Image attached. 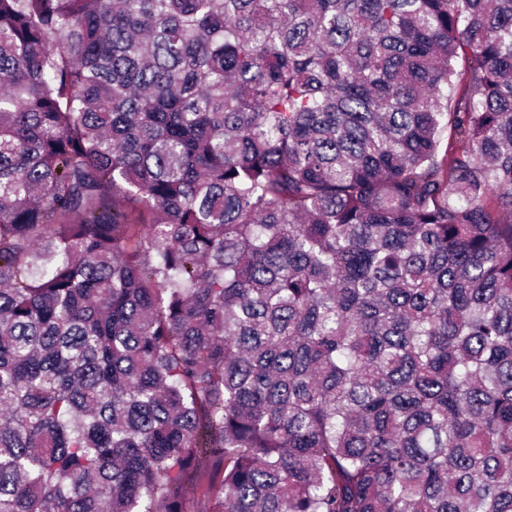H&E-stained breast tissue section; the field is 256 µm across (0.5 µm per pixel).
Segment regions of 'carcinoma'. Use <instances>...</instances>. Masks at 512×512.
I'll use <instances>...</instances> for the list:
<instances>
[{"label":"carcinoma","mask_w":512,"mask_h":512,"mask_svg":"<svg viewBox=\"0 0 512 512\" xmlns=\"http://www.w3.org/2000/svg\"><path fill=\"white\" fill-rule=\"evenodd\" d=\"M0 512H512V0H0Z\"/></svg>","instance_id":"cac0c4a2"}]
</instances>
